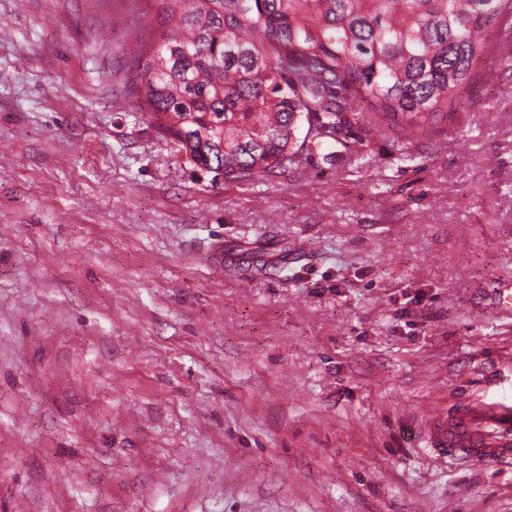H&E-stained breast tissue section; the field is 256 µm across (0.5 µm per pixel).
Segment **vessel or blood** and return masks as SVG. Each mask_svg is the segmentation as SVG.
Masks as SVG:
<instances>
[{
  "label": "vessel or blood",
  "instance_id": "obj_1",
  "mask_svg": "<svg viewBox=\"0 0 512 512\" xmlns=\"http://www.w3.org/2000/svg\"><path fill=\"white\" fill-rule=\"evenodd\" d=\"M429 428L441 456L512 469V406L466 398L447 418L430 420Z\"/></svg>",
  "mask_w": 512,
  "mask_h": 512
}]
</instances>
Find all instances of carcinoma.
Masks as SVG:
<instances>
[{"label":"carcinoma","mask_w":512,"mask_h":512,"mask_svg":"<svg viewBox=\"0 0 512 512\" xmlns=\"http://www.w3.org/2000/svg\"><path fill=\"white\" fill-rule=\"evenodd\" d=\"M161 31L127 74L188 163L247 183L300 165L354 121L415 136L455 118L512 0H156ZM306 126L303 139L296 132Z\"/></svg>","instance_id":"cac0c4a2"}]
</instances>
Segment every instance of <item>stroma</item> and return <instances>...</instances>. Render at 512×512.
Here are the masks:
<instances>
[{"label":"stroma","instance_id":"35a3bbf8","mask_svg":"<svg viewBox=\"0 0 512 512\" xmlns=\"http://www.w3.org/2000/svg\"><path fill=\"white\" fill-rule=\"evenodd\" d=\"M159 31L0 0V512H512V471L427 433L512 402V74L217 182L137 109Z\"/></svg>","mask_w":512,"mask_h":512}]
</instances>
